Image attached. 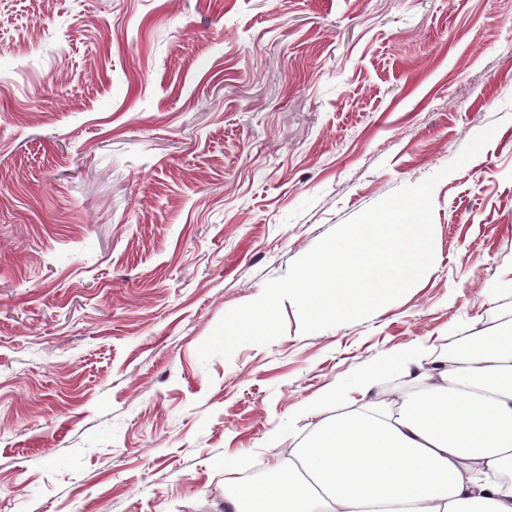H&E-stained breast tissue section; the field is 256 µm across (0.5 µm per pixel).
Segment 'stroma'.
Here are the masks:
<instances>
[{
	"label": "stroma",
	"mask_w": 512,
	"mask_h": 512,
	"mask_svg": "<svg viewBox=\"0 0 512 512\" xmlns=\"http://www.w3.org/2000/svg\"><path fill=\"white\" fill-rule=\"evenodd\" d=\"M458 170H441L487 127ZM368 319L201 363L232 308L433 174ZM512 320V0H0V512H225L333 385Z\"/></svg>",
	"instance_id": "stroma-1"
}]
</instances>
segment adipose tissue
Returning <instances> with one entry per match:
<instances>
[{"instance_id": "adipose-tissue-1", "label": "adipose tissue", "mask_w": 512, "mask_h": 512, "mask_svg": "<svg viewBox=\"0 0 512 512\" xmlns=\"http://www.w3.org/2000/svg\"><path fill=\"white\" fill-rule=\"evenodd\" d=\"M409 386L379 398L384 373ZM355 408L231 485L226 512H512V331L423 367L394 352L354 383Z\"/></svg>"}]
</instances>
